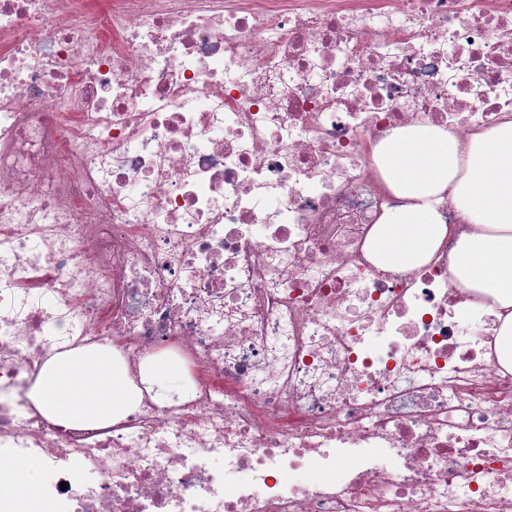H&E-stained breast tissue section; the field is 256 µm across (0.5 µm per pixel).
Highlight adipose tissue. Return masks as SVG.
I'll use <instances>...</instances> for the list:
<instances>
[{
  "label": "adipose tissue",
  "mask_w": 512,
  "mask_h": 512,
  "mask_svg": "<svg viewBox=\"0 0 512 512\" xmlns=\"http://www.w3.org/2000/svg\"><path fill=\"white\" fill-rule=\"evenodd\" d=\"M375 154L386 186L406 203L379 218L373 253L388 269L429 260L450 233L440 206L452 191L460 222L473 230L460 235L450 254L451 278L507 309L496 349L502 365L512 367V119L474 131L464 147L438 128L408 127ZM30 396L43 416L67 427L111 425L141 402L108 346L53 355ZM32 467L26 459L0 467V495L12 499L15 512H28L39 494L29 479Z\"/></svg>",
  "instance_id": "adipose-tissue-1"
}]
</instances>
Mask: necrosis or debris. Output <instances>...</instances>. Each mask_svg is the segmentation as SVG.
I'll return each mask as SVG.
<instances>
[{"label": "necrosis or debris", "instance_id": "4bbe7bcc", "mask_svg": "<svg viewBox=\"0 0 512 512\" xmlns=\"http://www.w3.org/2000/svg\"><path fill=\"white\" fill-rule=\"evenodd\" d=\"M512 115V0H0V464L29 512H512L492 299L368 250L374 149ZM188 391L67 428L51 355ZM222 467H214V460ZM306 469L314 482L286 484ZM180 375L183 377L182 369L173 362H159L148 373L147 380L151 386L156 385V395L159 398H165L166 389L161 382L171 376ZM28 459L34 461L32 478L38 487L29 480V471L33 468L31 461L19 459L6 468L0 467V495L9 496L13 500L16 512H27L30 502L38 497L39 490L41 494V466L35 459Z\"/></svg>", "mask_w": 512, "mask_h": 512}]
</instances>
